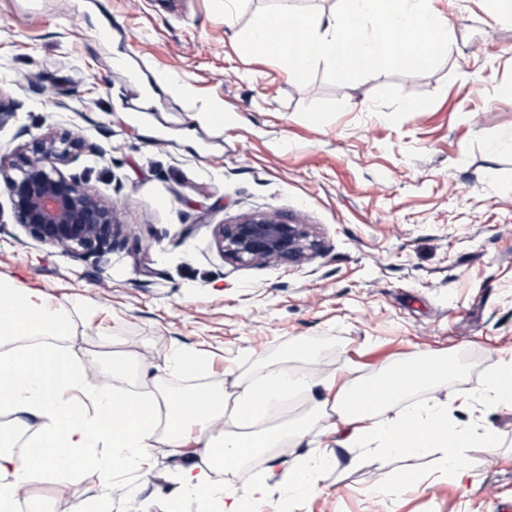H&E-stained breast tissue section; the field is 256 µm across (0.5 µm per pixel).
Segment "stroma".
Returning <instances> with one entry per match:
<instances>
[{"label": "stroma", "instance_id": "obj_1", "mask_svg": "<svg viewBox=\"0 0 512 512\" xmlns=\"http://www.w3.org/2000/svg\"><path fill=\"white\" fill-rule=\"evenodd\" d=\"M267 0H0V158L48 129L88 151L66 173L115 207L127 239L77 259L33 240L0 194V284L65 310L56 344L102 390L112 361L124 384L166 397L236 393L267 365L320 381L269 425L308 420L300 444L263 449L228 484L265 478L258 512H494L512 499V410L469 396L512 360V25L495 0H429L451 50L424 75L308 86L282 63L246 55L239 37ZM111 26V41L94 32ZM135 81H128L126 72ZM178 80L180 93L169 83ZM423 103L409 112L406 102ZM225 115L215 128L211 115ZM311 225L320 244L299 265L238 266L213 229L254 212ZM201 372L176 374V353ZM412 355H450L460 371L434 395L475 438L447 472L436 455L382 459L342 447L348 433L324 384L352 386ZM324 400L313 414L314 399ZM497 443L483 445L485 430ZM151 461L104 485L100 472L28 484L18 512H61L109 496L112 512H165L203 446L151 440ZM328 456L314 491L280 510L300 457ZM418 481L399 483L402 473Z\"/></svg>", "mask_w": 512, "mask_h": 512}]
</instances>
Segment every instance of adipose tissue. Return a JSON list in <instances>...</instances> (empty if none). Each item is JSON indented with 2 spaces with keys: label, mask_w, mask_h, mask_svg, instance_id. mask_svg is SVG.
<instances>
[{
  "label": "adipose tissue",
  "mask_w": 512,
  "mask_h": 512,
  "mask_svg": "<svg viewBox=\"0 0 512 512\" xmlns=\"http://www.w3.org/2000/svg\"><path fill=\"white\" fill-rule=\"evenodd\" d=\"M67 331L63 312L36 307L26 292L0 287V337L13 344L0 354V406L14 414L40 420L31 451L13 457L15 430L0 426V512H17L15 491L41 476L92 465L111 479L129 465H148L149 440L164 426L171 447H179L192 431L205 435V452L230 470L264 448L276 447L282 437L302 440L307 422L260 428V421L295 391H312L313 379L287 366L258 368L234 397L223 392L197 390L179 398H156L124 386L97 390L88 374L49 339ZM454 360L426 357L388 368L375 386L358 385L337 391L335 408L350 433L348 448H366L380 458L420 455L435 450L444 469L456 470L457 451L466 447L470 432L449 415L447 402L430 398L411 401L415 392L434 389L449 373ZM410 376L408 387L390 385L396 371ZM231 419L233 429L211 434L212 424ZM261 487L246 499L256 500ZM196 498L203 512H241L246 499L215 480L206 469L191 470L183 479L182 497L172 498L168 512H183V496Z\"/></svg>",
  "instance_id": "adipose-tissue-1"
}]
</instances>
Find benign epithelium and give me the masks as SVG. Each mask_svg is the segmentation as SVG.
<instances>
[{
	"mask_svg": "<svg viewBox=\"0 0 512 512\" xmlns=\"http://www.w3.org/2000/svg\"><path fill=\"white\" fill-rule=\"evenodd\" d=\"M96 151L69 131L50 129L13 160L0 158V188L16 223L36 241L73 257L105 254L125 241L114 208L87 181L64 167L83 151ZM214 241L224 258L240 265L300 264L317 243L308 224H292L274 212H258L233 224H217Z\"/></svg>",
	"mask_w": 512,
	"mask_h": 512,
	"instance_id": "obj_1",
	"label": "benign epithelium"
}]
</instances>
